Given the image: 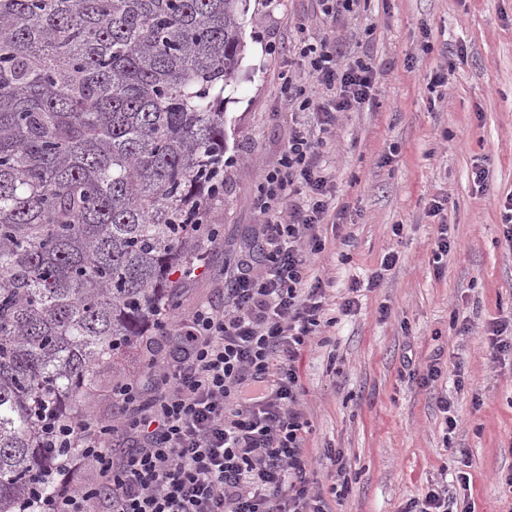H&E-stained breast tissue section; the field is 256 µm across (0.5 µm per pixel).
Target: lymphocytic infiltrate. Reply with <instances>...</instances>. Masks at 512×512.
I'll return each mask as SVG.
<instances>
[{
    "mask_svg": "<svg viewBox=\"0 0 512 512\" xmlns=\"http://www.w3.org/2000/svg\"><path fill=\"white\" fill-rule=\"evenodd\" d=\"M297 54L306 73L284 74L282 92L300 121L260 178L257 250L241 253L222 303L159 316L175 347L149 399L130 383L114 394L126 417L50 428V446L76 451L60 467L72 483L36 492L25 512H328L310 479L299 403L302 354L326 324L333 286L308 275L336 210V177L321 154L339 113L373 104L379 72L331 37L299 38ZM116 437L131 451L114 456Z\"/></svg>",
    "mask_w": 512,
    "mask_h": 512,
    "instance_id": "lymphocytic-infiltrate-1",
    "label": "lymphocytic infiltrate"
}]
</instances>
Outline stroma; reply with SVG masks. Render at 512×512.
<instances>
[{"label":"stroma","mask_w":512,"mask_h":512,"mask_svg":"<svg viewBox=\"0 0 512 512\" xmlns=\"http://www.w3.org/2000/svg\"><path fill=\"white\" fill-rule=\"evenodd\" d=\"M248 7L243 59L224 92V195L209 211L222 232L202 241L196 279L179 280L177 313L221 300L225 271L263 221L254 196L295 126L279 75L301 68L300 30L335 33L344 51L369 54L382 74L373 105L341 114L324 153L346 213L341 224L321 225L326 248L309 266L310 278L336 281V322L301 361L313 478L330 512H404L441 481L474 512H512V355H492L485 335L488 323L512 318V243L500 214L512 194V0H370L362 16L333 21L317 0ZM459 45L461 57L449 59ZM442 68L448 83L432 88ZM478 164L490 171L483 188L471 177ZM434 200L444 208L438 218L428 212ZM442 221L451 247L437 267ZM391 251L399 260L381 271ZM378 271L379 286L369 287ZM355 278L362 288L353 294ZM348 297L355 304L346 314ZM436 355L443 375L422 388L418 376ZM437 393L449 396L458 421L449 435ZM330 448L346 467L341 492Z\"/></svg>","instance_id":"stroma-1"}]
</instances>
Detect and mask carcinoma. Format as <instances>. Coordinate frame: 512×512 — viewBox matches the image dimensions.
Segmentation results:
<instances>
[{
	"label": "carcinoma",
	"mask_w": 512,
	"mask_h": 512,
	"mask_svg": "<svg viewBox=\"0 0 512 512\" xmlns=\"http://www.w3.org/2000/svg\"><path fill=\"white\" fill-rule=\"evenodd\" d=\"M247 0H0V512L50 490L43 414L176 307L224 194Z\"/></svg>",
	"instance_id": "carcinoma-1"
}]
</instances>
